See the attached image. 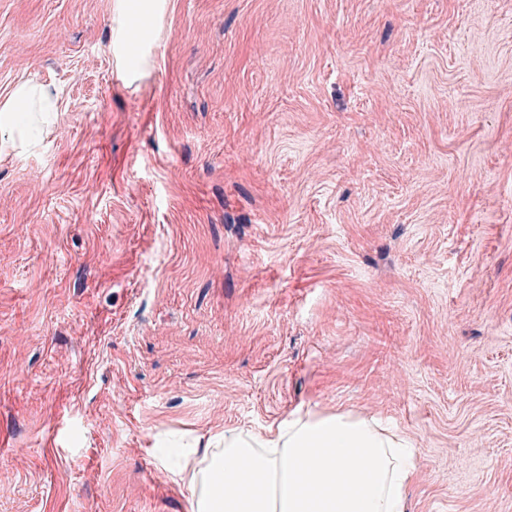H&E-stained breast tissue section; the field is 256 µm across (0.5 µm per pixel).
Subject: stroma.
<instances>
[{
    "label": "stroma",
    "mask_w": 512,
    "mask_h": 512,
    "mask_svg": "<svg viewBox=\"0 0 512 512\" xmlns=\"http://www.w3.org/2000/svg\"><path fill=\"white\" fill-rule=\"evenodd\" d=\"M0 0V512H191L167 448L290 413L419 448L409 512H512V0ZM168 6V0H111L109 49L123 82L132 84L155 70V49ZM58 92L36 79L16 83L0 99V156L21 154L37 147L24 131L42 121L45 112H57Z\"/></svg>",
    "instance_id": "obj_1"
}]
</instances>
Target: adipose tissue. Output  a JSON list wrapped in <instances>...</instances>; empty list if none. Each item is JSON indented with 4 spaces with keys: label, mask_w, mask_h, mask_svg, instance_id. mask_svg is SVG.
<instances>
[{
    "label": "adipose tissue",
    "mask_w": 512,
    "mask_h": 512,
    "mask_svg": "<svg viewBox=\"0 0 512 512\" xmlns=\"http://www.w3.org/2000/svg\"><path fill=\"white\" fill-rule=\"evenodd\" d=\"M169 0H111L109 49L125 83L157 66ZM58 92L35 79L0 98V156L33 150L25 131L56 111ZM418 448L374 419L293 413L263 433L227 428L166 470L191 512H408Z\"/></svg>",
    "instance_id": "obj_1"
}]
</instances>
